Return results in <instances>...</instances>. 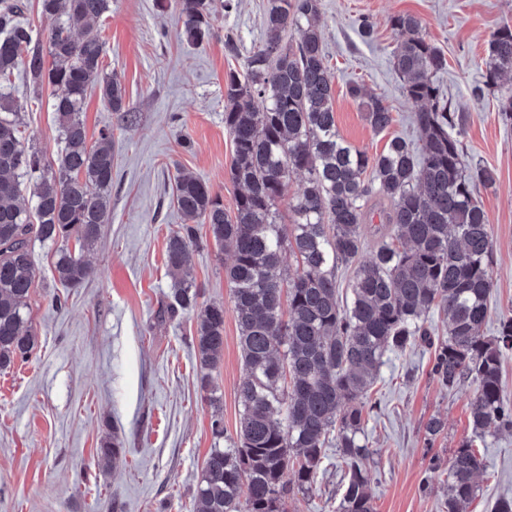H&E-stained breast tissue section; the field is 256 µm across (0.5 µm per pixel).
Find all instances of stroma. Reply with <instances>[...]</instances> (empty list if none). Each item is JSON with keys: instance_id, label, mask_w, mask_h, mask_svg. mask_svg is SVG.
I'll return each instance as SVG.
<instances>
[{"instance_id": "stroma-1", "label": "stroma", "mask_w": 512, "mask_h": 512, "mask_svg": "<svg viewBox=\"0 0 512 512\" xmlns=\"http://www.w3.org/2000/svg\"><path fill=\"white\" fill-rule=\"evenodd\" d=\"M231 2L217 9L211 36L197 45L184 39L177 10L157 8V0H111L97 24L107 49L104 73L120 77L134 117L111 111L96 90L82 114L90 139L112 128L115 152L110 219L84 251L89 281L63 288L55 246L32 244L29 313L38 346L27 361L0 371V512H192L215 445L213 410H221L227 435L235 433L243 364L233 313L225 315L224 352L212 372L215 407L200 385L194 315L160 313L172 285L166 236L183 221L173 202L177 172L206 181L228 211L239 192L230 178L224 75L243 69L244 60L225 55L224 36L233 34L243 53L258 45L266 0ZM322 12L336 126L368 154L381 152L392 137H418L414 106L393 71L399 37L391 18H418L423 36L446 57L436 80L451 111L465 116L468 159L496 172L494 184L477 188L494 239L484 327L494 335L500 316L512 314V122L499 117L493 95L477 101L471 91L484 83L490 35L512 26V0H322ZM364 21L370 34L361 32ZM354 83L385 99L394 117L387 130L371 129L348 93ZM5 92L24 116L25 136L56 160L61 143L51 91L34 93L18 72ZM229 262L213 244L191 249V272L205 301L229 302ZM59 296L67 299L60 307ZM431 366V351L419 349L389 355L380 369L379 410L365 425L376 512H446L439 482L427 487L422 478L431 457L448 462L471 437L474 386L467 381L445 391ZM434 416L446 429L430 441L425 425ZM112 435L122 441L125 460L106 470L97 450ZM480 454L484 469L467 512H492L499 497L512 496V433L487 437ZM336 463L335 449H327L314 483L292 489L288 512H336L343 492Z\"/></svg>"}]
</instances>
